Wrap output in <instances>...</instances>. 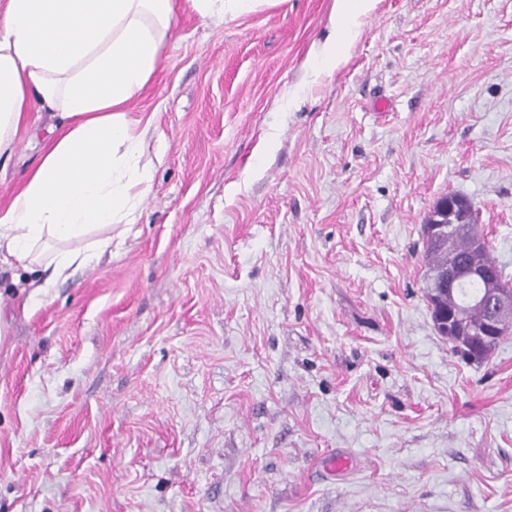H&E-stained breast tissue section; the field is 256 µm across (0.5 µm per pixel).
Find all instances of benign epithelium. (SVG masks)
I'll use <instances>...</instances> for the list:
<instances>
[{"instance_id": "7a95c632", "label": "benign epithelium", "mask_w": 512, "mask_h": 512, "mask_svg": "<svg viewBox=\"0 0 512 512\" xmlns=\"http://www.w3.org/2000/svg\"><path fill=\"white\" fill-rule=\"evenodd\" d=\"M458 197L450 195L437 202L428 224L424 225L425 236L436 244L447 241L459 225L452 220V211ZM486 281V288L472 301L463 304L455 302V295L461 285L469 280ZM433 287L428 296L431 317L437 332L442 336L460 334L465 342L458 353L470 361L483 358L482 344L488 338L504 335L512 329V289L499 286L489 278L484 269L482 253L478 252L470 260L448 259V264L432 271ZM489 305L490 313L481 323L467 321L470 306Z\"/></svg>"}]
</instances>
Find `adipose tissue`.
Wrapping results in <instances>:
<instances>
[{"instance_id":"1","label":"adipose tissue","mask_w":512,"mask_h":512,"mask_svg":"<svg viewBox=\"0 0 512 512\" xmlns=\"http://www.w3.org/2000/svg\"><path fill=\"white\" fill-rule=\"evenodd\" d=\"M378 0H337L322 67L336 68ZM177 0H7L0 13V162L32 105L55 118L38 166L0 205V263L43 292L98 263L152 187L151 122L132 117L171 36Z\"/></svg>"}]
</instances>
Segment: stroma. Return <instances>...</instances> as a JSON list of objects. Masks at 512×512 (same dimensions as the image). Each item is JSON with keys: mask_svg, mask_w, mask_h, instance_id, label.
<instances>
[{"mask_svg": "<svg viewBox=\"0 0 512 512\" xmlns=\"http://www.w3.org/2000/svg\"><path fill=\"white\" fill-rule=\"evenodd\" d=\"M335 6L179 9L135 223L0 267V512H512V333L452 354L423 240L463 197L512 278V0H379L319 72Z\"/></svg>", "mask_w": 512, "mask_h": 512, "instance_id": "35a3bbf8", "label": "stroma"}]
</instances>
